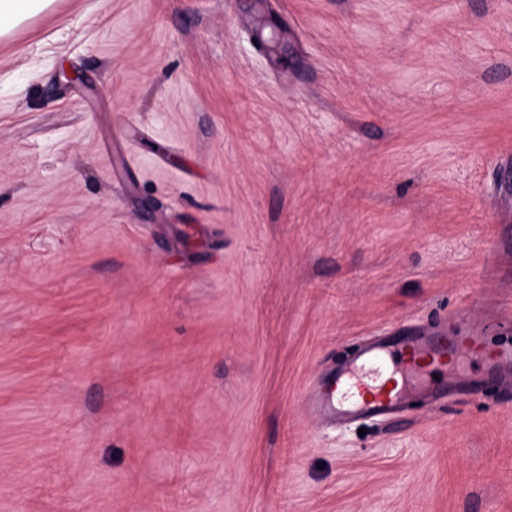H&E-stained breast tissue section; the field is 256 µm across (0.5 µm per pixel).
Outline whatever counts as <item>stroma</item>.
<instances>
[{
  "label": "stroma",
  "mask_w": 512,
  "mask_h": 512,
  "mask_svg": "<svg viewBox=\"0 0 512 512\" xmlns=\"http://www.w3.org/2000/svg\"><path fill=\"white\" fill-rule=\"evenodd\" d=\"M447 332L512 339V0H54L0 37V512H512L502 367L304 400ZM448 350V340L439 341L433 348L431 361L418 363L409 359L405 371H394L388 379L382 380L385 367L383 355L388 351L370 350L355 357L341 373L323 377L306 398L316 412L336 419L338 416L377 417L388 414L403 397L406 371L436 372L440 356ZM353 366H360L351 371ZM399 374L401 384L394 380Z\"/></svg>",
  "instance_id": "obj_1"
}]
</instances>
